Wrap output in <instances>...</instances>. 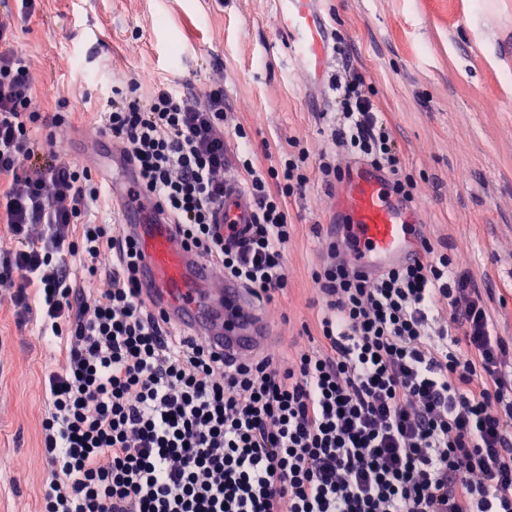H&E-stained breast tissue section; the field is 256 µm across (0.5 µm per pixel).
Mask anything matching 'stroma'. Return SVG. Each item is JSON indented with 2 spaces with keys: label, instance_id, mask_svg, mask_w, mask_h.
<instances>
[{
  "label": "stroma",
  "instance_id": "35a3bbf8",
  "mask_svg": "<svg viewBox=\"0 0 512 512\" xmlns=\"http://www.w3.org/2000/svg\"><path fill=\"white\" fill-rule=\"evenodd\" d=\"M319 2L341 49L327 76L349 62L371 83L396 142L398 177L432 245L451 257L469 242L473 279L512 336V0ZM14 41L41 63L35 101L61 111L55 134L68 159L106 182L112 169L102 152L77 151L76 138L96 133L92 118L107 110L113 88L147 69L199 90L223 69L227 155L248 148L261 168L323 139L324 115L335 109L329 84L290 70L272 0H44ZM304 167L308 190L287 199L294 233L279 300L292 336L316 327L313 275L327 221L329 187L315 158ZM61 364L57 346L36 327H18L0 304V512H39L51 472L41 454L38 381ZM19 457L27 468L15 467Z\"/></svg>",
  "mask_w": 512,
  "mask_h": 512
}]
</instances>
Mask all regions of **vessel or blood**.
<instances>
[{
    "label": "vessel or blood",
    "instance_id": "obj_1",
    "mask_svg": "<svg viewBox=\"0 0 512 512\" xmlns=\"http://www.w3.org/2000/svg\"><path fill=\"white\" fill-rule=\"evenodd\" d=\"M275 22L284 32L290 66L300 73L323 77L331 54L328 28L315 0H274ZM255 204L244 184H224L221 224H248ZM329 213L334 221L327 239L345 260L368 275L420 260L425 255L423 224L392 186L389 176L370 165L346 166L337 183ZM123 221L138 235L144 260L138 286L168 321L238 360L266 348L276 338L274 324L251 293L227 281L217 267L202 259L173 231L156 199L143 194L123 205ZM358 241L348 243L345 225Z\"/></svg>",
    "mask_w": 512,
    "mask_h": 512
}]
</instances>
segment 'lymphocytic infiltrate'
<instances>
[{"instance_id":"1","label":"lymphocytic infiltrate","mask_w":512,"mask_h":512,"mask_svg":"<svg viewBox=\"0 0 512 512\" xmlns=\"http://www.w3.org/2000/svg\"><path fill=\"white\" fill-rule=\"evenodd\" d=\"M14 2L0 15V301L64 355L42 383L40 512H512V336L468 243L370 277L327 245L313 345L225 360L141 296L133 229L102 216L90 169L65 160L62 119L39 110L34 61L14 47L40 0ZM141 84L113 90L98 125L137 171L131 194L157 197L200 257L276 305L285 198L309 176L291 161L259 170L249 152L229 164L223 71L202 93L148 73ZM332 88L329 145L311 150L322 175L341 170L333 145L397 174L363 75L344 65ZM233 170L255 203L241 228L213 221Z\"/></svg>"}]
</instances>
